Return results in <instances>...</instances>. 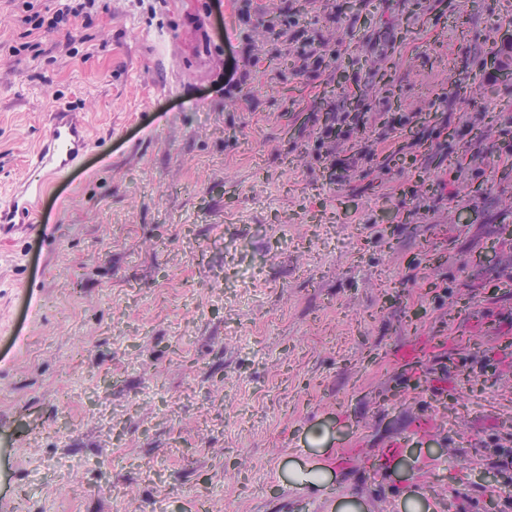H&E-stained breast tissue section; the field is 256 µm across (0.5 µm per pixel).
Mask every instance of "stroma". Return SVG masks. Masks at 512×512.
<instances>
[{
  "label": "stroma",
  "instance_id": "1",
  "mask_svg": "<svg viewBox=\"0 0 512 512\" xmlns=\"http://www.w3.org/2000/svg\"><path fill=\"white\" fill-rule=\"evenodd\" d=\"M0 0V200L55 100L92 150L0 232V512H501L512 0ZM300 9L325 65L264 20ZM39 11L44 26L25 21ZM177 29L185 49L161 40ZM484 69H464L473 48ZM397 96L316 160L384 60ZM383 112L413 121L392 130ZM453 134L451 149L427 142ZM321 444H314V437ZM385 468L376 463L392 443Z\"/></svg>",
  "mask_w": 512,
  "mask_h": 512
}]
</instances>
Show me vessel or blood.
Masks as SVG:
<instances>
[{
    "instance_id": "vessel-or-blood-1",
    "label": "vessel or blood",
    "mask_w": 512,
    "mask_h": 512,
    "mask_svg": "<svg viewBox=\"0 0 512 512\" xmlns=\"http://www.w3.org/2000/svg\"><path fill=\"white\" fill-rule=\"evenodd\" d=\"M90 148L82 113L67 104H58L48 115L41 145L32 162L43 179L23 182L7 201L0 203V225L33 223L40 213L47 184L67 177L79 156Z\"/></svg>"
}]
</instances>
